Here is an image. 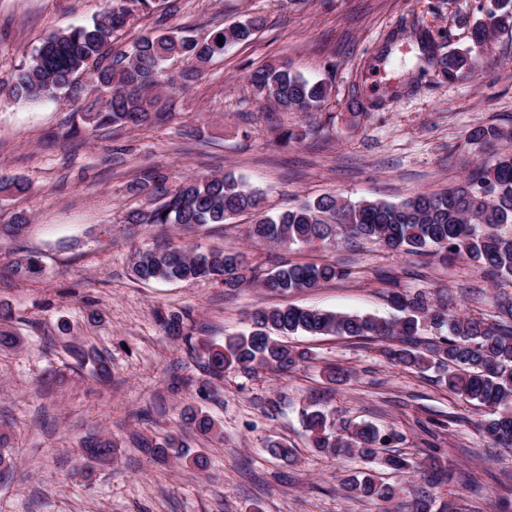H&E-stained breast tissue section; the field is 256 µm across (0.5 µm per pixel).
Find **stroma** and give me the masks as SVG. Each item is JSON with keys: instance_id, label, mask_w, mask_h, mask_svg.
Returning <instances> with one entry per match:
<instances>
[{"instance_id": "obj_1", "label": "stroma", "mask_w": 512, "mask_h": 512, "mask_svg": "<svg viewBox=\"0 0 512 512\" xmlns=\"http://www.w3.org/2000/svg\"><path fill=\"white\" fill-rule=\"evenodd\" d=\"M109 0H0V175L24 184L0 194V225L26 215L16 237L0 235V306L11 309L18 349L0 353V432L15 467L0 474V512H380L351 498L345 476L368 470L356 457L329 459L308 445L300 412L316 403L338 424L373 423L404 439L398 451L421 457L438 448L450 481L435 491L467 512H512V450L491 447L476 426L480 407L437 383L389 363L374 341L294 336L307 364L287 375L226 371L210 377L199 358L164 336L158 314H191L197 339L223 342L247 330L261 307L295 305L392 318L389 291L447 289L459 311L484 310L494 287L474 267H443L389 257L369 242L286 250L246 237L252 218L187 230L137 226L145 207L127 186L157 168L169 185L185 176L231 174L262 190L275 212L326 193L353 201L398 202L421 191L460 185L489 151L470 145L479 125H512V30L472 46L476 0H180L170 27L207 36L216 26L263 15L251 41L229 47L186 87L163 93L170 117L142 126L67 138L66 103L34 106L3 88L50 34L91 23ZM449 31L442 52L471 49L479 68L446 82L419 75L424 30ZM263 65H285L332 93L322 111L282 112L248 81ZM366 113L350 121L351 98ZM299 139L280 146L282 130ZM173 243L248 251L272 269L280 262L337 261L349 279L281 296L250 285L236 291L201 281L143 283L131 273L135 248ZM39 257L30 281L7 270L15 257ZM69 320V337L56 325ZM75 341L112 355V377L95 379L64 350ZM345 374L333 382L330 368ZM190 379L173 391V379ZM213 416L222 438H191L210 458L202 473L144 454L137 435L182 432L181 409ZM106 434L118 446L112 465L83 475L81 441ZM295 451L291 464L271 456L267 441Z\"/></svg>"}]
</instances>
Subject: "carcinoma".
Masks as SVG:
<instances>
[{"mask_svg": "<svg viewBox=\"0 0 512 512\" xmlns=\"http://www.w3.org/2000/svg\"><path fill=\"white\" fill-rule=\"evenodd\" d=\"M165 4L167 8L159 13L158 0H112V9L92 23L51 35L16 69L9 95L29 104L64 101L76 107L79 122L70 124L63 132L65 137L110 126H146L160 116L162 89L175 88L179 80L224 56L228 47L250 41L263 25L262 19L251 18L216 29L200 41L188 29L174 32L167 28L168 15L178 10V0H165ZM477 10L481 17L473 26L472 40L480 48L512 23V0H500L496 9L480 5ZM135 14L156 15L154 29L128 49L116 47L115 33ZM425 39L422 50L437 76L451 81L475 72L471 51L437 53V41L448 40L449 33L441 31ZM175 59L189 63L191 69L178 77L168 73L166 64ZM249 81L284 112H318L329 95L325 82L307 80L286 66H262L250 74ZM90 94L94 100L87 105L83 99ZM468 140L478 146L497 145L512 140V129L478 126ZM167 181L168 176L158 169L145 170L135 178L129 191L150 199L151 206L129 213L128 223L179 224L192 230L259 211L260 194L230 174L187 176L171 189ZM247 235L289 249L362 240L398 256H433L445 263L464 260L494 283L512 282V151L500 150L494 161L479 164L459 187L447 192L416 193L399 203L351 202L326 194L258 216L248 225ZM131 271L142 281H211L228 290L255 283L280 294L312 290L352 275L348 267L331 261L265 271L241 251L167 245L136 250ZM10 272L27 280L41 272V264L27 256L15 260ZM388 299L398 312L393 320L298 306L257 309L248 332L228 336L222 344H201L203 368L214 378L231 369L291 373L311 359L309 351L284 341L299 333L377 341L391 363L420 373L432 369L437 382L461 401L483 408L478 423L483 436L512 449V298L492 297L490 314L455 312L443 289L424 288L410 294L393 291ZM8 319L10 314L0 311V352L21 344V338L7 326ZM160 324L170 340L192 344L186 316L165 315ZM67 352L96 379L112 377V355L74 343L67 344ZM184 420L187 428L201 436L222 437L216 422L191 406L184 409ZM301 420L310 447L322 456H357L397 473L418 471L429 477L426 487L413 493L407 512L448 508L445 503L436 505L431 491L434 484L448 478V464L435 451L423 460L400 453L382 455L380 449L393 448L403 440L401 433L366 423L340 433L334 417L314 406L302 410ZM135 444L162 460H179L200 471L208 465L203 452L173 434L142 435ZM82 448L83 464H112L115 443L111 436H90ZM342 487L350 497L387 504L400 491L369 474L345 479Z\"/></svg>", "mask_w": 512, "mask_h": 512, "instance_id": "1", "label": "carcinoma"}]
</instances>
